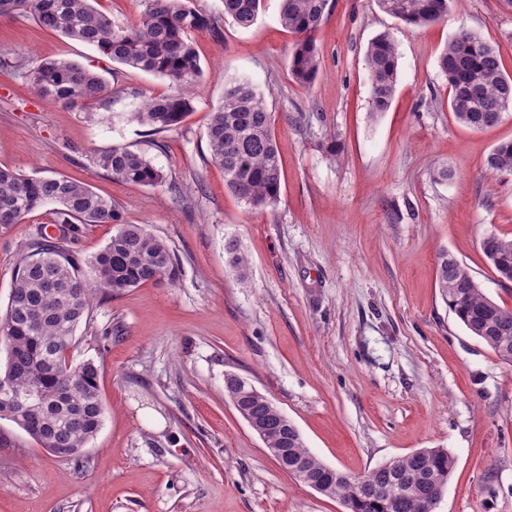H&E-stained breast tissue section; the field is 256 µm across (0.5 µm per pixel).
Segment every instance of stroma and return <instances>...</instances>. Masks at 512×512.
<instances>
[{
	"instance_id": "obj_1",
	"label": "stroma",
	"mask_w": 512,
	"mask_h": 512,
	"mask_svg": "<svg viewBox=\"0 0 512 512\" xmlns=\"http://www.w3.org/2000/svg\"><path fill=\"white\" fill-rule=\"evenodd\" d=\"M204 3L223 37L193 34L203 68L195 108L161 133L123 114L130 91L167 94V78L32 17L0 16V167L90 184L164 240L182 269L178 286L149 282L95 301L78 328L70 357L99 364L106 409L79 456H52L0 420V512H343L267 455L225 394L229 372L273 400L331 468L357 476L445 448L456 465L435 512H512V365L471 335L437 285L445 250L512 307V282L480 248L488 232L512 238V176L484 171L489 152L512 140V110L481 131L459 124L438 66L464 28L512 75V7L453 0L444 22L413 27L377 0H328L319 74L305 87L288 73L281 0H264L246 30L223 0ZM384 31L397 43L398 84L376 117L365 52ZM47 59L77 62L125 94L83 110L50 103L14 68ZM235 80L262 93L274 119L281 194L262 210L237 199L210 161L209 115ZM115 145L144 152L164 181L113 180L94 159ZM56 221L48 204L0 229V319L22 247ZM231 241L249 259L247 283ZM154 412L162 428L149 425Z\"/></svg>"
}]
</instances>
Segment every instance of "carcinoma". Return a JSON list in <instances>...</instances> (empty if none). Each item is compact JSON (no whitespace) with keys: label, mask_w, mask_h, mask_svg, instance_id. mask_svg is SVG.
I'll list each match as a JSON object with an SVG mask.
<instances>
[{"label":"carcinoma","mask_w":512,"mask_h":512,"mask_svg":"<svg viewBox=\"0 0 512 512\" xmlns=\"http://www.w3.org/2000/svg\"><path fill=\"white\" fill-rule=\"evenodd\" d=\"M145 9L132 23L116 25L93 6V0H0V15L32 16L46 30L91 45L121 65L169 79L166 95L139 99L126 114L129 121L161 132L177 127L193 109L203 73L190 33L207 30L222 38L218 18L202 0H144ZM280 23L295 41L289 55L292 78L314 83L320 59L314 35L327 0H281ZM451 0H377L379 8L401 22L424 27L445 19ZM262 0H224V14L242 29L257 20ZM370 72L371 112L389 110L398 81V53L390 33L376 35L366 50ZM450 88L449 108L472 130L495 125L491 106L506 111L512 104V76L499 52L469 30L457 32L439 56ZM23 72L30 89L55 104L80 107L120 89L110 90L97 74L75 62L55 59ZM210 156L224 169L227 188L250 209L274 205L281 189V160L272 113L264 97L245 81L224 90L222 104L207 126ZM112 178L141 186L164 180L163 170L144 153L115 145L96 157ZM487 171L512 175V141L497 144L485 159ZM57 206L62 234L42 232L21 250L6 314L0 321V343L8 350L0 372V419L21 427L43 448H61L76 457L103 426L105 408L99 391L100 367L93 360L75 364L68 352L79 325L88 318L95 297L117 295L142 284H176L181 267L170 247L143 224H129L109 199L90 185L64 176L30 177L0 167V227L19 224L31 212ZM115 224L118 231L95 255L85 258L70 247L75 224ZM481 244L498 277L512 281V239L495 233ZM231 263L246 277L249 260L237 244L228 245ZM438 288L448 309L466 329L503 362L512 364V309L489 299L480 284L455 257L440 254ZM43 402L30 408L18 402L31 389ZM267 448L288 449L297 472L327 480V496L345 512H423L426 489L448 485L456 461L446 448H421L391 466L350 476L327 475V466L306 448L302 437L266 438Z\"/></svg>","instance_id":"carcinoma-1"}]
</instances>
